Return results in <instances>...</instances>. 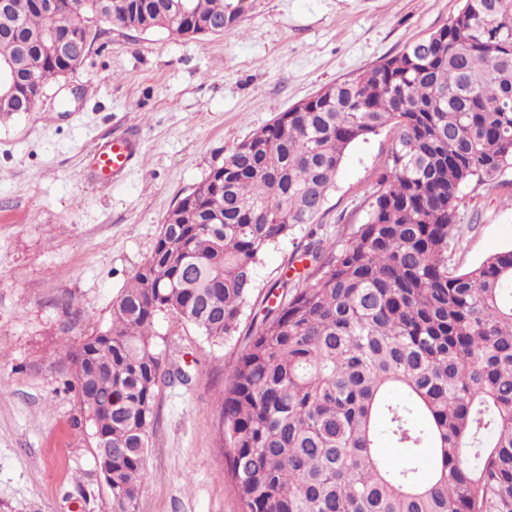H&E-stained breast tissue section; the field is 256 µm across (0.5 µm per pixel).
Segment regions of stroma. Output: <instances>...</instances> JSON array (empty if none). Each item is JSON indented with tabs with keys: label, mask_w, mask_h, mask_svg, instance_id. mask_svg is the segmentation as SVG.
Returning <instances> with one entry per match:
<instances>
[{
	"label": "stroma",
	"mask_w": 512,
	"mask_h": 512,
	"mask_svg": "<svg viewBox=\"0 0 512 512\" xmlns=\"http://www.w3.org/2000/svg\"><path fill=\"white\" fill-rule=\"evenodd\" d=\"M463 0H256L224 34L177 37L107 26L83 65L51 79L32 111L0 119V512H111L91 429L65 383L63 343L110 323L112 301L149 257L168 211L274 116L374 67L448 22ZM142 149L119 178L89 166L102 142ZM386 133L352 145L314 225L265 251L235 336L212 344L162 320L190 385L165 386L149 432L137 512H243L218 425L252 317L281 277L302 287L310 231L344 244L367 217ZM449 268L512 247V166L462 190ZM70 311H63V303Z\"/></svg>",
	"instance_id": "stroma-1"
}]
</instances>
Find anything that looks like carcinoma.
<instances>
[{
    "label": "carcinoma",
    "instance_id": "1",
    "mask_svg": "<svg viewBox=\"0 0 512 512\" xmlns=\"http://www.w3.org/2000/svg\"><path fill=\"white\" fill-rule=\"evenodd\" d=\"M0 61L24 86L82 56L103 24L222 36L253 0H8ZM512 0H464L446 24L370 70L278 113L168 212L112 301L110 325L63 344L71 389L112 457V512H136L162 386L191 383L158 350L167 315L214 344L237 333L261 256L322 211L349 147L385 129L389 161L367 218L265 307L220 402L244 512H512V247L448 268L462 189L512 165ZM25 97L0 118L31 111ZM405 448L390 465L382 449ZM434 451L428 480L417 459Z\"/></svg>",
    "mask_w": 512,
    "mask_h": 512
}]
</instances>
